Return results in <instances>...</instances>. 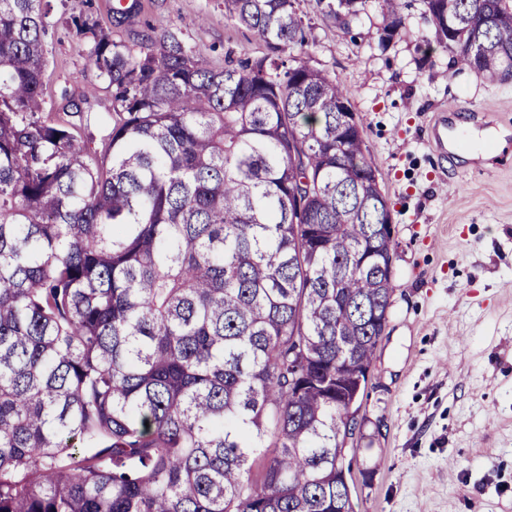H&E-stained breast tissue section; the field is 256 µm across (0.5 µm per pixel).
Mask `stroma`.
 <instances>
[{
  "mask_svg": "<svg viewBox=\"0 0 512 512\" xmlns=\"http://www.w3.org/2000/svg\"><path fill=\"white\" fill-rule=\"evenodd\" d=\"M50 0L44 120L75 125L103 147L112 89L76 43L87 17L138 47L147 30L177 31L208 68L224 51L261 55L224 0ZM314 66L349 91L387 198L393 230L389 321L378 346L354 448L356 512H512V145L505 155L451 161L430 145L437 113L473 110L512 125V80L454 68L421 0H408L405 30L380 44L375 0L341 31L316 0H300Z\"/></svg>",
  "mask_w": 512,
  "mask_h": 512,
  "instance_id": "obj_1",
  "label": "stroma"
}]
</instances>
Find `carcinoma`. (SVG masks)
<instances>
[{"mask_svg": "<svg viewBox=\"0 0 512 512\" xmlns=\"http://www.w3.org/2000/svg\"><path fill=\"white\" fill-rule=\"evenodd\" d=\"M422 3L454 66L512 79V0ZM378 5L385 45L405 2ZM224 9L265 52L222 70L73 20L114 89L99 152L41 118L45 0H0V512H355L388 202L298 0Z\"/></svg>", "mask_w": 512, "mask_h": 512, "instance_id": "cac0c4a2", "label": "carcinoma"}]
</instances>
